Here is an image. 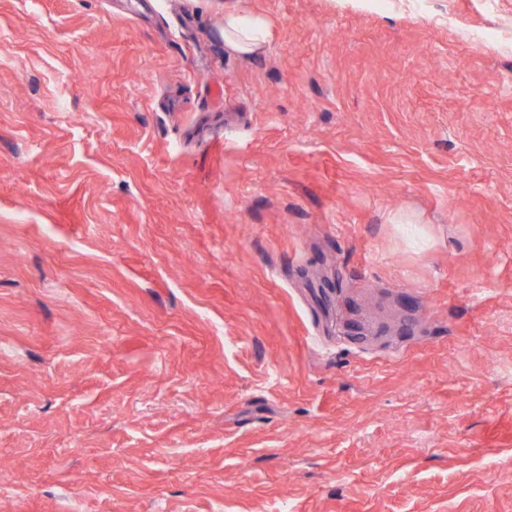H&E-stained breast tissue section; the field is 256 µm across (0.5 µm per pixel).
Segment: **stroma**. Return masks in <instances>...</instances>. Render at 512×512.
I'll list each match as a JSON object with an SVG mask.
<instances>
[{
  "label": "stroma",
  "instance_id": "obj_1",
  "mask_svg": "<svg viewBox=\"0 0 512 512\" xmlns=\"http://www.w3.org/2000/svg\"><path fill=\"white\" fill-rule=\"evenodd\" d=\"M460 26L512 0H0V512H512V53ZM268 38L264 22L259 18L242 16L237 12L224 14V43L242 55L260 51Z\"/></svg>",
  "mask_w": 512,
  "mask_h": 512
}]
</instances>
